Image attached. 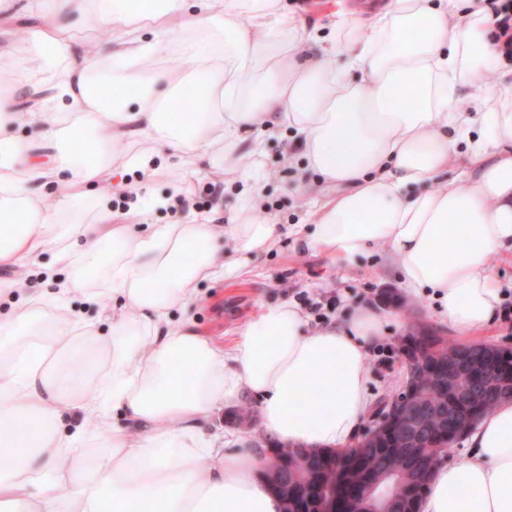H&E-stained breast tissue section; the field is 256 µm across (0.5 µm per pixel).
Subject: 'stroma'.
Returning a JSON list of instances; mask_svg holds the SVG:
<instances>
[{"instance_id":"35a3bbf8","label":"stroma","mask_w":512,"mask_h":512,"mask_svg":"<svg viewBox=\"0 0 512 512\" xmlns=\"http://www.w3.org/2000/svg\"><path fill=\"white\" fill-rule=\"evenodd\" d=\"M337 9L368 14L377 0H283L287 9L298 11L309 27L326 29L324 14L328 2ZM293 140L285 132L268 135L262 156L240 152L237 166L241 169L262 168L271 174L253 218L256 222L272 219L289 225L303 223L312 199L333 195L335 186L319 175L287 164L284 153ZM213 178L201 176L193 164L166 173L151 186L152 192L170 202L180 194L191 193L196 210L218 209L219 223H234L236 198L225 193L213 200L210 190ZM395 260L385 250H376L358 265L344 267L327 258L296 249L288 235H281L277 244L254 260V271L240 285L202 284L200 293L187 311H174V318L193 320L207 335L232 341L246 322L256 315L261 305L293 301L306 310L312 325L331 324L343 319L356 305L380 304L388 290H399ZM404 304L397 308L398 319L389 333L369 351L366 366L374 407H381L396 393L404 380L399 340L407 333L408 324H424L439 335H448L447 324L432 313V301L426 296L404 295Z\"/></svg>"}]
</instances>
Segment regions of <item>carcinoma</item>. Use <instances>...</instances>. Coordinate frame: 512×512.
<instances>
[{"label":"carcinoma","instance_id":"1","mask_svg":"<svg viewBox=\"0 0 512 512\" xmlns=\"http://www.w3.org/2000/svg\"><path fill=\"white\" fill-rule=\"evenodd\" d=\"M451 421L446 415H431L413 422L400 434L395 444L370 448L352 472L349 486L352 497L346 499L350 512L368 508L363 491L372 485H385L388 498L385 512H417L422 491L432 463L424 445L448 434ZM327 451L292 458L288 470V500L282 501L283 512H311L318 495V472L324 466Z\"/></svg>","mask_w":512,"mask_h":512}]
</instances>
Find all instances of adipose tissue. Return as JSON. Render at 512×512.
Here are the masks:
<instances>
[{
	"mask_svg": "<svg viewBox=\"0 0 512 512\" xmlns=\"http://www.w3.org/2000/svg\"><path fill=\"white\" fill-rule=\"evenodd\" d=\"M31 51L0 80V512H282L243 434L211 432L220 409L257 402L268 440L350 447L372 402L365 365L394 317L361 305L310 326L294 303L264 306L224 346L173 320L201 283L246 275L279 226L252 219L266 171L239 174V221L196 214L132 232L93 202L129 179L149 187L193 161L209 177L292 127L305 165L337 188L297 225L307 251L351 265L386 247L408 293L468 339L496 322L504 294L489 268L512 254V87L487 0H385L369 22L329 36L281 0H25ZM106 25L108 40L75 41ZM183 68L162 65L170 55ZM337 58L328 67V58ZM467 85L474 113L455 108ZM45 152L35 155L32 140ZM462 181L446 176L459 154ZM57 205L45 209L44 188ZM93 202L94 222L70 214ZM55 290L28 287L32 260ZM118 307L111 334L70 316L81 296ZM97 397L85 398L87 388ZM469 454L436 463L419 512H512V400L471 429Z\"/></svg>",
	"mask_w": 512,
	"mask_h": 512,
	"instance_id": "adipose-tissue-1",
	"label": "adipose tissue"
}]
</instances>
